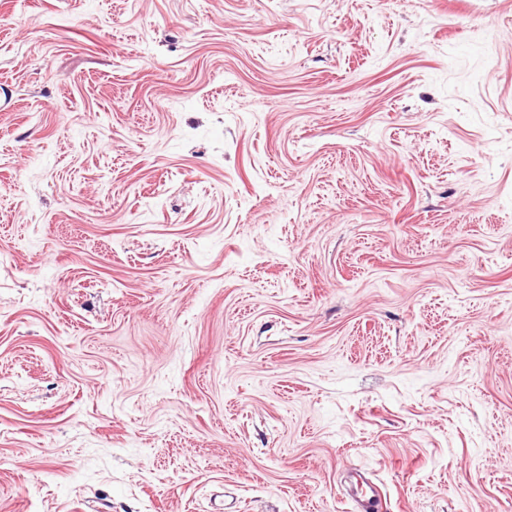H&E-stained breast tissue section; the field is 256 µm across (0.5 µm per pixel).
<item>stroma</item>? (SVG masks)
<instances>
[{
    "instance_id": "35a3bbf8",
    "label": "stroma",
    "mask_w": 512,
    "mask_h": 512,
    "mask_svg": "<svg viewBox=\"0 0 512 512\" xmlns=\"http://www.w3.org/2000/svg\"><path fill=\"white\" fill-rule=\"evenodd\" d=\"M512 512V0H0V512Z\"/></svg>"
}]
</instances>
